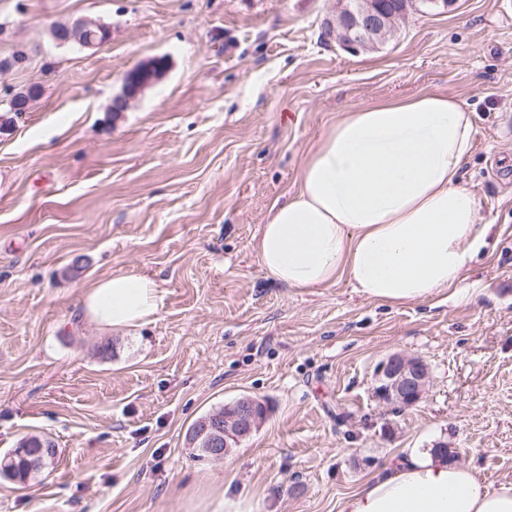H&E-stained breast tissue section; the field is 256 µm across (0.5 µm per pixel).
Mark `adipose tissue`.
I'll return each instance as SVG.
<instances>
[{
	"instance_id": "adipose-tissue-1",
	"label": "adipose tissue",
	"mask_w": 512,
	"mask_h": 512,
	"mask_svg": "<svg viewBox=\"0 0 512 512\" xmlns=\"http://www.w3.org/2000/svg\"><path fill=\"white\" fill-rule=\"evenodd\" d=\"M474 121L456 97L421 91L356 106L318 142L296 193L272 207L253 248L291 288L348 279L362 297L402 304L459 287L492 226L460 171ZM149 277L117 273L85 293L88 316L115 330L154 316ZM338 512H512V478L487 483L431 448H406Z\"/></svg>"
}]
</instances>
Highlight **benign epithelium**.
<instances>
[{"instance_id":"7a95c632","label":"benign epithelium","mask_w":512,"mask_h":512,"mask_svg":"<svg viewBox=\"0 0 512 512\" xmlns=\"http://www.w3.org/2000/svg\"><path fill=\"white\" fill-rule=\"evenodd\" d=\"M407 10H391L382 0H365L353 9L348 0H336V10L322 21L325 33L335 37L345 51L359 54L372 51L396 30L398 21ZM110 38V28L92 19L79 18L68 24L56 36L60 44L77 42L83 48L98 49ZM148 81L139 72L129 71L123 77L122 92L112 101L115 109L126 110L141 94ZM378 398L392 404L411 406L419 402L429 383L426 365L417 358L393 354L378 372ZM265 404L248 395L239 397L232 408L211 415L193 434L192 446L205 448L206 458L218 460L226 456L234 445L249 437L265 417Z\"/></svg>"}]
</instances>
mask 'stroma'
Wrapping results in <instances>:
<instances>
[{"label": "stroma", "mask_w": 512, "mask_h": 512, "mask_svg": "<svg viewBox=\"0 0 512 512\" xmlns=\"http://www.w3.org/2000/svg\"><path fill=\"white\" fill-rule=\"evenodd\" d=\"M334 0H0V453L36 436L51 465L0 476V512H338L404 448L457 451L512 478V0L409 12L360 54L321 23ZM91 18L107 44H57ZM161 79L111 111L125 73ZM37 88L28 112L12 95ZM474 114L464 184L492 223L464 293L387 304L347 279L266 276L253 250L274 203L343 112L422 90ZM153 278L155 316L105 329L82 305L116 273ZM395 353L430 382L410 407L374 394ZM243 395L268 411L221 460L186 434Z\"/></svg>", "instance_id": "35a3bbf8"}]
</instances>
